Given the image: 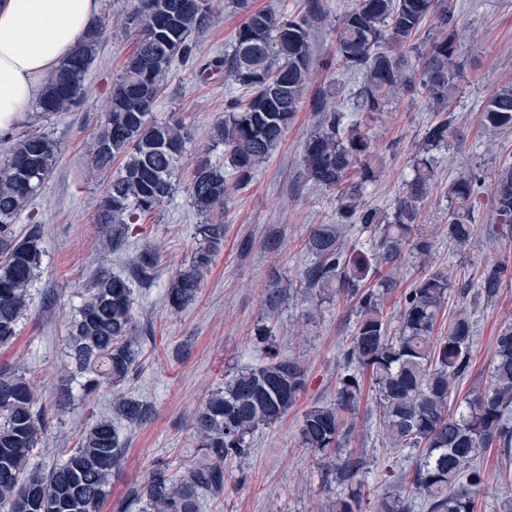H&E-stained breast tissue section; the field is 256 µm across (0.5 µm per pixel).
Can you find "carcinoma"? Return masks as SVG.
<instances>
[{
  "label": "carcinoma",
  "instance_id": "obj_1",
  "mask_svg": "<svg viewBox=\"0 0 512 512\" xmlns=\"http://www.w3.org/2000/svg\"><path fill=\"white\" fill-rule=\"evenodd\" d=\"M307 2L305 14L295 18L253 10L250 0H224L245 20L233 34L231 50L202 64L199 73L222 72L224 82L249 95L229 103L224 119L212 128L211 140L224 146V164L198 159L184 186L204 223L198 225L199 246L191 261L176 269L167 288L165 301L173 312L194 299L203 270L224 240L225 225L214 217L269 160L305 103L313 70L310 30L325 18L321 0ZM212 16L213 0H131L126 24L136 32V47L112 83L90 155L95 170H109L121 160L96 216L115 249L123 245L127 225L155 212L176 191L173 174L186 150L183 125L178 119L156 121L153 110L172 64L191 58V35L207 28ZM430 17L439 35L421 49L413 40ZM456 28L453 0H350L334 31L336 60L363 75L357 110L387 112L399 93L413 92L433 111H448L461 74ZM106 30L100 21L78 36L73 52L45 80L36 103L38 117L70 112L79 104ZM403 49L417 55L418 66L394 56ZM310 108L319 124L303 143L304 169L309 180L337 191V223L312 225L304 249L316 262L301 272L299 282L276 279L265 289L264 317L252 330L264 341V362L226 379L198 410L193 437L202 457L177 480L162 469L153 472L121 512H199L201 492L224 490V463L246 454L251 436L282 419L296 403L306 370L300 359L274 349L269 321L300 288L314 290L321 305L346 299L355 304L356 316L335 399L312 404L298 427L299 447L320 455L326 480L341 487L318 512H363L366 491L357 476L365 460L345 449V441L366 375L375 392L383 443L419 454L412 476L389 486L375 501L374 512H410L412 495L429 512H477L480 496L489 495V482L477 464L480 449L494 445L506 455L512 451V320L495 337L488 385L464 410L453 414L448 408L470 367L474 323L462 304L448 334L436 335L452 279L433 264L435 244L420 215L421 205L436 191L432 152L448 144L451 119L429 125L411 178L392 207L382 210L365 199L367 183L383 168V153L370 133L343 123L332 92L318 90ZM481 128L490 134L512 129V85L484 103ZM60 154L50 135L28 133L0 162V348L17 336L44 255L40 227L24 234L16 220L56 169ZM483 184L480 171L468 169L445 192V231L458 245L477 237L473 203ZM491 199L496 223L485 228V238L512 237V162L495 172ZM340 224H360L377 233L371 256H348ZM407 256L421 275L402 295L394 326L384 314L383 299L397 287L394 271ZM371 273L377 280L368 286ZM509 278L508 256L482 270L476 297L491 301ZM134 324L129 279L97 276L65 336L76 369L87 376V394L117 388L136 371L140 353L130 342ZM112 409L134 425L149 416L144 402L124 395L112 400ZM49 427L48 410L39 405L26 373L0 365V512H98L107 478L125 451L112 420H92L77 445L61 449L60 463L44 472L31 459Z\"/></svg>",
  "mask_w": 512,
  "mask_h": 512
}]
</instances>
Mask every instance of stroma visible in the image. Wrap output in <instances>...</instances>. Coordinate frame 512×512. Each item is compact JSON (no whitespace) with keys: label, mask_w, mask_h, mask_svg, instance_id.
<instances>
[{"label":"stroma","mask_w":512,"mask_h":512,"mask_svg":"<svg viewBox=\"0 0 512 512\" xmlns=\"http://www.w3.org/2000/svg\"><path fill=\"white\" fill-rule=\"evenodd\" d=\"M453 2L462 77L450 107L454 132L447 147L434 153L439 191L421 207L422 222L431 226L447 224L443 191L461 172L473 168L489 179L512 156V131L491 141L479 125L486 99L512 84V0ZM323 5L327 19L311 31L312 86H336L345 123L364 125L376 140L385 169L367 184L365 194L370 203L386 209L411 177L412 159L436 116L420 97L397 98L381 115L356 111L352 98L363 76L339 66L335 57L333 26L347 0H323ZM214 6L209 27L195 36L196 60L173 63L154 108L155 119H180L188 132L186 152L173 175L180 189L131 225L121 250L104 245L95 222L112 174L89 168L87 159L112 82L134 50L122 20L130 8L128 0H102L100 16L108 25L107 36L88 72L82 104L47 120L27 119L11 131L12 139L48 133L61 149L56 169L17 220L22 230L33 224L41 227L42 272L30 290L31 310L16 338L0 348V364L20 367L37 388L47 391L44 403L53 412L52 425L33 459L41 470L52 469L60 449L74 447L92 419L112 414L111 395H86V378L74 371L64 341L89 281L106 270L129 277L133 288L136 331L131 341L141 352V366L119 391L149 403L152 413L139 425L117 422L125 457L110 478L109 495L99 512H120L121 504L155 469L167 468L176 478L198 458L192 431L195 410L227 376L262 361L250 333L262 317L265 288L279 277L297 278L312 265L314 259L302 244L310 226L336 221L331 192L310 181L304 170L303 142L318 125L317 114L305 105L269 162L231 198L224 213V243L205 269L195 301L176 313L167 310L169 278L176 267L190 261L202 221L181 186L199 157L223 161L224 149L212 144L210 128L223 118L231 100L246 96L243 88L225 84L222 78L202 81L196 76L198 62L223 55L244 20L225 7L224 0H214ZM435 241L437 265L448 268L457 284H475L476 270L512 254V238L490 244L481 236L474 246L463 248L440 232ZM147 249L157 250L160 260L145 283L136 279L134 267ZM312 297L305 289L282 307L272 338L281 355L304 362L305 390L285 417L254 434L245 455L226 464L222 493H201L200 512H317L326 499L336 496V485L321 478L320 459L298 447L297 429L312 403L335 397L355 323L354 306L346 301L323 305L316 323L307 325L303 315ZM472 314V358L451 402L455 413L489 379L493 340L504 321L512 319V279L493 301H478ZM347 447L362 454L365 466L358 479L377 496L416 463V451L394 453L384 447L368 387L362 391Z\"/></svg>","instance_id":"obj_1"}]
</instances>
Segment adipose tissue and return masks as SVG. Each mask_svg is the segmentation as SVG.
<instances>
[{
  "label": "adipose tissue",
  "mask_w": 512,
  "mask_h": 512,
  "mask_svg": "<svg viewBox=\"0 0 512 512\" xmlns=\"http://www.w3.org/2000/svg\"><path fill=\"white\" fill-rule=\"evenodd\" d=\"M100 11L101 0H0V130L26 120L45 76Z\"/></svg>",
  "instance_id": "1"
}]
</instances>
